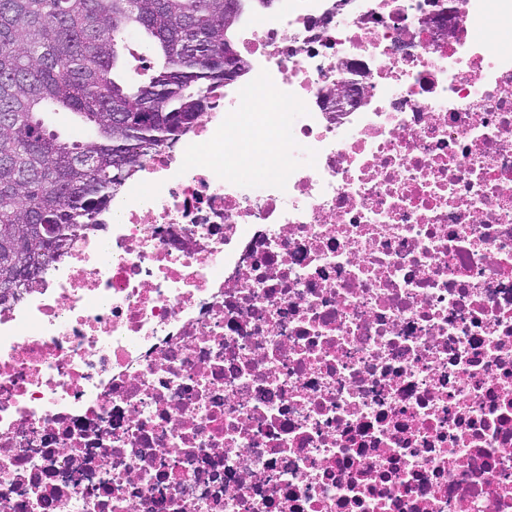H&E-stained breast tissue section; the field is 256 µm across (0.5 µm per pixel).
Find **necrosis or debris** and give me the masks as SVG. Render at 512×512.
<instances>
[{"label":"necrosis or debris","instance_id":"4bbe7bcc","mask_svg":"<svg viewBox=\"0 0 512 512\" xmlns=\"http://www.w3.org/2000/svg\"><path fill=\"white\" fill-rule=\"evenodd\" d=\"M335 4L0 306V512H512V0ZM365 93L361 82H351L331 87L325 98L324 105L327 112H344L349 105L364 103Z\"/></svg>","mask_w":512,"mask_h":512}]
</instances>
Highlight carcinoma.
Returning <instances> with one entry per match:
<instances>
[{"label": "carcinoma", "mask_w": 512, "mask_h": 512, "mask_svg": "<svg viewBox=\"0 0 512 512\" xmlns=\"http://www.w3.org/2000/svg\"><path fill=\"white\" fill-rule=\"evenodd\" d=\"M225 0H0V303L19 298L152 154L170 150L224 85L239 20ZM156 57L148 79L127 71ZM67 112L90 137L47 116ZM39 265L24 283L27 256Z\"/></svg>", "instance_id": "1"}]
</instances>
